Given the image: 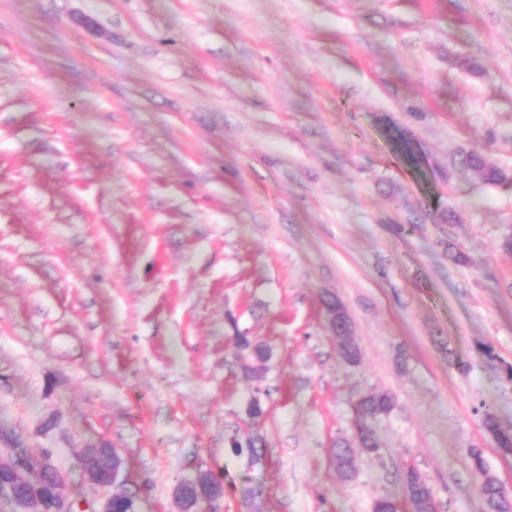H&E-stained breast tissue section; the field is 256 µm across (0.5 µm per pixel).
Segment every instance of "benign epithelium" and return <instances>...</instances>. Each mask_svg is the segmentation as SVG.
I'll list each match as a JSON object with an SVG mask.
<instances>
[{
  "instance_id": "1",
  "label": "benign epithelium",
  "mask_w": 512,
  "mask_h": 512,
  "mask_svg": "<svg viewBox=\"0 0 512 512\" xmlns=\"http://www.w3.org/2000/svg\"><path fill=\"white\" fill-rule=\"evenodd\" d=\"M86 479L99 487L114 486L120 481V470L112 458L83 457ZM66 476L51 462L50 456H32L9 450L0 453V504L13 506V512H72L64 490ZM196 486L199 502L213 507L221 495L213 491V481L207 474L199 475ZM100 512H138L128 496L114 493L103 503Z\"/></svg>"
}]
</instances>
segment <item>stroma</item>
<instances>
[{"label":"stroma","instance_id":"1","mask_svg":"<svg viewBox=\"0 0 512 512\" xmlns=\"http://www.w3.org/2000/svg\"><path fill=\"white\" fill-rule=\"evenodd\" d=\"M487 415L512 431V0H0V448L74 512H179L202 473L216 512H374L410 469L490 512ZM464 163L471 169L478 172L484 181L490 184H497L507 180L506 175L499 169L487 166L483 157L479 154L467 155ZM392 398L387 393H371L359 401L361 414L369 420H374L381 415L388 414L392 408ZM109 458L97 456H83L82 469L86 479L93 485L99 487L114 486L120 481V470L117 466H113L112 457L116 459V455L112 451ZM192 484L196 486L198 491V498L199 502L206 503L209 509L211 511H215L213 509L214 503H216L222 496L218 493H215L213 491V481L211 477H209L208 474H200L194 481L185 482L180 485L179 487V498L182 503V511L181 512H187L188 510L185 507V496H184V490L185 486L187 484Z\"/></svg>","mask_w":512,"mask_h":512}]
</instances>
